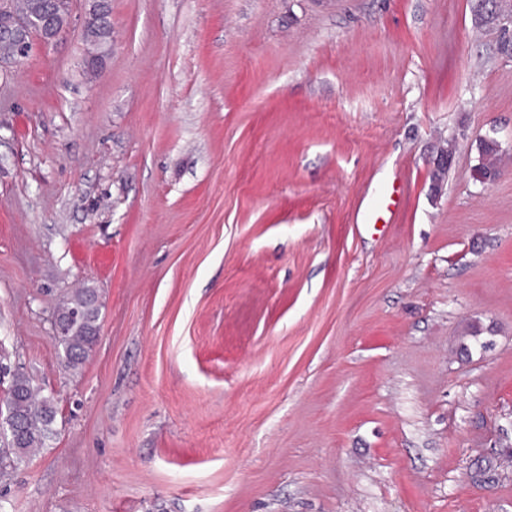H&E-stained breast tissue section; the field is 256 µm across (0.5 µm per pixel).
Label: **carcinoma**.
Instances as JSON below:
<instances>
[{
    "mask_svg": "<svg viewBox=\"0 0 512 512\" xmlns=\"http://www.w3.org/2000/svg\"><path fill=\"white\" fill-rule=\"evenodd\" d=\"M480 147L481 163L476 174L479 181L491 182L499 174L500 144L488 138L481 141ZM63 307L81 314V318L71 322L64 335L57 338L67 365L77 369L99 339L100 309L95 289H81L67 298ZM56 416L53 397L39 396L27 376L14 375L6 393L0 397V428L15 427V431L7 435V445L0 448L1 483L10 480L20 464L46 447L55 433Z\"/></svg>",
    "mask_w": 512,
    "mask_h": 512,
    "instance_id": "cac0c4a2",
    "label": "carcinoma"
}]
</instances>
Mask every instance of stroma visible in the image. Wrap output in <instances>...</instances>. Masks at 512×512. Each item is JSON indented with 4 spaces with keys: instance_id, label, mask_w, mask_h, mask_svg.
<instances>
[{
    "instance_id": "stroma-1",
    "label": "stroma",
    "mask_w": 512,
    "mask_h": 512,
    "mask_svg": "<svg viewBox=\"0 0 512 512\" xmlns=\"http://www.w3.org/2000/svg\"><path fill=\"white\" fill-rule=\"evenodd\" d=\"M110 6L98 72L77 2L0 73V355L57 404L0 512H512L498 28L475 0ZM384 184L397 222L357 223ZM481 163L476 168L477 180L480 182H491L499 174L498 160L500 155V144L493 138L483 139L480 143ZM62 307L82 315L69 324L64 335L55 337L63 347L67 365L77 369L86 361L99 339L100 309L95 289L82 288L67 298Z\"/></svg>"
}]
</instances>
